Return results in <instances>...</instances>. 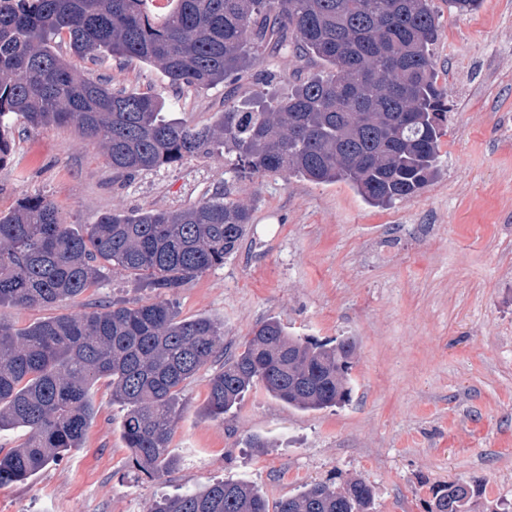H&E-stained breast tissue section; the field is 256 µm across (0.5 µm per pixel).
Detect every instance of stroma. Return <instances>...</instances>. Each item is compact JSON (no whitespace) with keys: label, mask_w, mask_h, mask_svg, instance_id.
I'll list each match as a JSON object with an SVG mask.
<instances>
[{"label":"stroma","mask_w":512,"mask_h":512,"mask_svg":"<svg viewBox=\"0 0 512 512\" xmlns=\"http://www.w3.org/2000/svg\"><path fill=\"white\" fill-rule=\"evenodd\" d=\"M432 5L442 21L432 52L451 107L441 170L389 207L344 182L248 178L219 157L119 176L74 126L18 121L6 131L0 211L46 198L78 225L216 194L250 205L237 253L173 296L179 317L223 323L231 351L271 317L321 343L354 338L356 349L344 405L300 410L259 383L221 420L204 412L223 366L209 362L180 395L170 443L178 465L155 480L134 469L123 412L98 382L83 446L0 486V512H145L157 495L240 479L271 503L310 483L342 489L362 479L375 490V512H430L437 486L471 478L481 481L475 512H512V0H484L462 17L446 0ZM58 50L76 74L159 95L189 123H212L224 109L223 88H179L135 59L82 57L64 42ZM312 71L290 55L269 58L244 74L235 99L250 104L265 85L284 93ZM156 297L110 267L61 311ZM255 436L263 449L250 447Z\"/></svg>","instance_id":"1"}]
</instances>
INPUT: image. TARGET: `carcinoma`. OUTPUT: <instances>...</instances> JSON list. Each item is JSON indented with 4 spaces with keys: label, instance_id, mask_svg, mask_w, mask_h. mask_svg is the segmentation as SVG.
Wrapping results in <instances>:
<instances>
[{
    "label": "carcinoma",
    "instance_id": "1",
    "mask_svg": "<svg viewBox=\"0 0 512 512\" xmlns=\"http://www.w3.org/2000/svg\"><path fill=\"white\" fill-rule=\"evenodd\" d=\"M159 18L148 0H0V154L5 129L75 125L95 140L117 173L170 166L188 157L233 156L251 176L343 181L370 204L389 206L421 192L440 162L448 95L431 46L432 0H173ZM483 0H448L458 15ZM134 58L169 83L193 89L237 83L265 51L317 66L287 96L245 109L224 96L204 126L164 112L162 98L83 78L58 54ZM251 223L250 209L212 197L187 209L104 214L84 231L64 223L50 200L24 199L0 211V307L53 308L94 287L108 266L158 292L147 304H112L50 316L25 327L0 319V432L23 428L24 442L0 448V486L25 482L80 448L105 380L121 406L132 462L149 478L176 466L169 447L188 380L224 357V327L181 319L167 296L224 264ZM356 343L318 344L271 317L209 380L211 418L238 404L259 381L301 410L350 400L343 375ZM478 480L434 493L435 512H471ZM363 479L343 491L305 485L274 512H373ZM147 512H269L246 481H219L176 497L157 496Z\"/></svg>",
    "mask_w": 512,
    "mask_h": 512
}]
</instances>
